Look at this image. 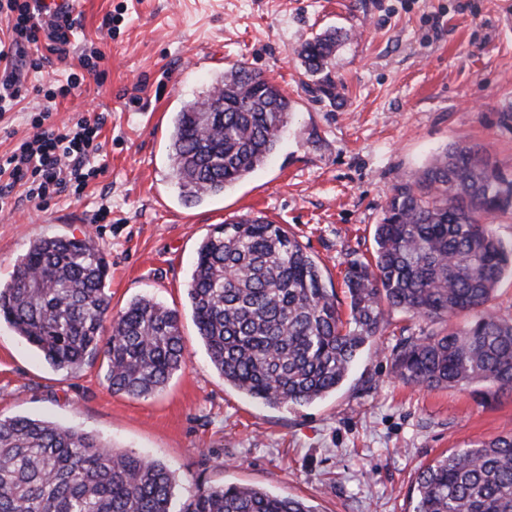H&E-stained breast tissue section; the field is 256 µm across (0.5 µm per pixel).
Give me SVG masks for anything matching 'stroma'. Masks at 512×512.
<instances>
[{"label": "stroma", "instance_id": "stroma-1", "mask_svg": "<svg viewBox=\"0 0 512 512\" xmlns=\"http://www.w3.org/2000/svg\"><path fill=\"white\" fill-rule=\"evenodd\" d=\"M512 0H82L67 60L99 49V81L60 101L56 125L104 114V172L78 198L0 212V281L43 236L89 234L105 248L112 311L146 296L177 309L186 367L159 393L112 392L101 359L69 373L49 365L0 320V415L50 419L175 471L176 499L196 482L303 499L318 512H411L419 472L454 450L512 432V396L486 386L426 389L395 375L400 338L440 330L392 310L386 332L335 393L278 409L253 401L214 369L186 285L201 239L262 216L321 265L347 306L344 275L373 258L374 229L395 186L452 142L476 146L512 175ZM329 29L335 102L304 86L296 51ZM208 55L200 69L193 61ZM243 62L288 95L278 150L223 196L185 204L171 176L172 112ZM111 221L99 224V208Z\"/></svg>", "mask_w": 512, "mask_h": 512}]
</instances>
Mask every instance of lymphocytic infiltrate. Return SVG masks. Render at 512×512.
<instances>
[{
	"label": "lymphocytic infiltrate",
	"instance_id": "obj_1",
	"mask_svg": "<svg viewBox=\"0 0 512 512\" xmlns=\"http://www.w3.org/2000/svg\"><path fill=\"white\" fill-rule=\"evenodd\" d=\"M0 18L7 24L6 38H0V118L29 95L42 99L40 108L27 115L31 135L0 155V211L14 209L22 197L46 202L63 195L81 196L101 172L95 160L104 118L81 115L59 127L53 112L86 77H99L102 56L81 55L79 71L28 86L23 70L40 72L50 54L65 58L75 23L70 17L43 12L39 0H0Z\"/></svg>",
	"mask_w": 512,
	"mask_h": 512
}]
</instances>
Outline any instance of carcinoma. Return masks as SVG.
I'll list each match as a JSON object with an SVG mask.
<instances>
[{"mask_svg":"<svg viewBox=\"0 0 512 512\" xmlns=\"http://www.w3.org/2000/svg\"><path fill=\"white\" fill-rule=\"evenodd\" d=\"M329 32L297 50L309 91L333 103L339 42ZM217 93L224 111L203 108ZM291 115L288 95L239 63L176 112L170 159L181 197L224 193L272 156ZM512 213V178L462 141L395 187L371 263L345 274L347 318L322 269L295 236L265 218L205 237L187 286L193 320L224 383L277 408L335 392L383 335L385 310L428 322L471 317L403 339L397 377L427 389L485 385L512 394V319L491 302L512 276V247L490 220ZM106 252L93 237H41L0 285V318L58 370L99 354L114 393L146 398L186 366L175 309L141 297L114 314ZM177 476L165 464L44 419L0 417V512H316L304 501L248 486L196 484L174 509ZM412 512H512V433L455 450L424 468Z\"/></svg>","mask_w":512,"mask_h":512,"instance_id":"1","label":"carcinoma"}]
</instances>
